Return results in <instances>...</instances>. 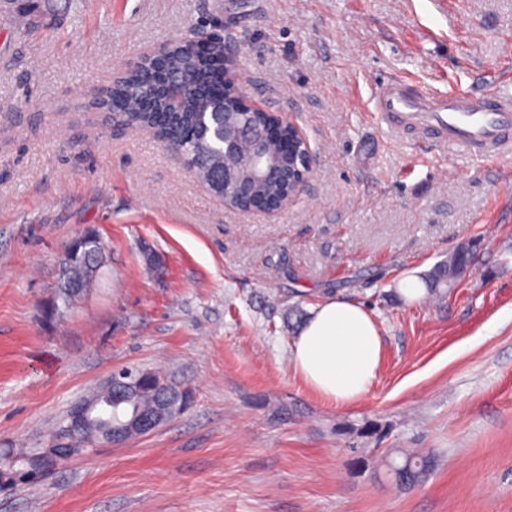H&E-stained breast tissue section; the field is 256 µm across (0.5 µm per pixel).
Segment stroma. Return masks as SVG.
Instances as JSON below:
<instances>
[{
    "instance_id": "obj_1",
    "label": "stroma",
    "mask_w": 512,
    "mask_h": 512,
    "mask_svg": "<svg viewBox=\"0 0 512 512\" xmlns=\"http://www.w3.org/2000/svg\"><path fill=\"white\" fill-rule=\"evenodd\" d=\"M202 31L315 155L275 217L225 208L94 105ZM391 79L512 91V0H79L23 40L0 13V455L47 447L124 367L191 393L152 434L0 476V512H512V157L394 138L373 112ZM90 232L102 266L63 303ZM463 245L445 296L405 294ZM335 296L382 337L368 393L341 405L294 371L284 326ZM405 452L437 457L412 489L386 474Z\"/></svg>"
}]
</instances>
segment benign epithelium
Here are the masks:
<instances>
[{
  "label": "benign epithelium",
  "mask_w": 512,
  "mask_h": 512,
  "mask_svg": "<svg viewBox=\"0 0 512 512\" xmlns=\"http://www.w3.org/2000/svg\"><path fill=\"white\" fill-rule=\"evenodd\" d=\"M222 68L223 88L210 96V116L206 130L224 141L225 154H241L240 161H224L214 167L205 188L224 201H240L238 210L273 216L288 208L306 186L313 169L314 155L299 126L282 112H273L254 104L240 81L235 57L226 50L224 38L213 34L197 41ZM163 46L116 73L112 84L122 82L129 70L168 55ZM168 111L178 109L181 87L168 73L157 88ZM104 403L83 399L67 412L64 435L72 438L81 430L88 416H111L141 434L155 432L164 422L183 413L190 401V391L180 389L176 397L159 401L162 415L141 409L131 402L136 385L110 377L102 390Z\"/></svg>",
  "instance_id": "1"
}]
</instances>
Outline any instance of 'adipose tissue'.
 I'll return each mask as SVG.
<instances>
[{
	"mask_svg": "<svg viewBox=\"0 0 512 512\" xmlns=\"http://www.w3.org/2000/svg\"><path fill=\"white\" fill-rule=\"evenodd\" d=\"M381 354L380 332L366 308L328 298L311 309L293 342L291 361L314 391L348 404L368 392Z\"/></svg>",
	"mask_w": 512,
	"mask_h": 512,
	"instance_id": "obj_1",
	"label": "adipose tissue"
}]
</instances>
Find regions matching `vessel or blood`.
Masks as SVG:
<instances>
[{"mask_svg": "<svg viewBox=\"0 0 512 512\" xmlns=\"http://www.w3.org/2000/svg\"><path fill=\"white\" fill-rule=\"evenodd\" d=\"M374 112L388 133L412 136L480 159L512 150V95L496 90L431 95L381 84Z\"/></svg>", "mask_w": 512, "mask_h": 512, "instance_id": "1", "label": "vessel or blood"}]
</instances>
